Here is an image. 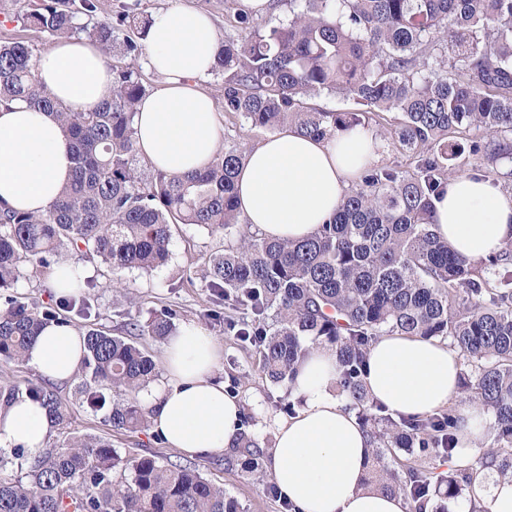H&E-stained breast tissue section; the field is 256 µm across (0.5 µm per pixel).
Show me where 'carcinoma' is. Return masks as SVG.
<instances>
[{
  "label": "carcinoma",
  "mask_w": 512,
  "mask_h": 512,
  "mask_svg": "<svg viewBox=\"0 0 512 512\" xmlns=\"http://www.w3.org/2000/svg\"><path fill=\"white\" fill-rule=\"evenodd\" d=\"M288 3V20L259 22L236 8L241 36L221 46L214 71L224 111L267 130L292 125L309 137L401 114L392 137L411 170L370 168L332 220L302 241H270L243 232L213 254L205 282L239 316L227 329L258 355L260 372L290 388L315 346L336 353V387L377 442L368 484L401 496L409 512H430L438 499L471 498L479 470L512 480V239L477 261L452 251L430 223L432 199L465 151L512 162V0H271ZM97 0H50L26 15L55 39L84 33L106 58H136L150 18L125 12L116 22L81 25ZM126 27L119 37L116 27ZM36 49L21 38L0 40V101L51 111L68 138L74 179L46 213L0 208V288L38 275L52 279L63 250L97 257L114 274L151 271L169 257L172 227L213 235L239 224L235 175L243 157L217 153L203 172L150 179L135 162L134 118L146 95L134 69L112 66V97L83 111L58 104L39 83ZM353 100L357 111L324 112L306 99L322 93ZM95 280L59 305L88 320ZM126 335L84 330L86 355L75 401L106 410L117 431L135 432L149 411L137 395L158 377L136 341L177 331L164 309L146 322L125 312ZM59 320L53 306L16 296L0 307V356L17 364L41 329ZM399 333L448 341L464 358L461 401L492 414L494 442L473 463L453 462L456 405L423 417L389 413L368 393L364 368L379 336ZM27 397L44 404L62 440L40 456L0 448V512H243L190 462L123 457L105 437L69 432V401L46 385L0 388V409ZM246 469L276 498L259 471L258 440L240 433ZM406 453L400 469L386 458Z\"/></svg>",
  "instance_id": "obj_1"
}]
</instances>
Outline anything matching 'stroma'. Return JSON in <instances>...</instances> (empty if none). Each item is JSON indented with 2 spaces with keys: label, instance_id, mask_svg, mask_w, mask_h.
<instances>
[{
  "label": "stroma",
  "instance_id": "stroma-1",
  "mask_svg": "<svg viewBox=\"0 0 512 512\" xmlns=\"http://www.w3.org/2000/svg\"><path fill=\"white\" fill-rule=\"evenodd\" d=\"M41 3L42 0H10L8 9L14 18L0 22V39L22 37L37 50L46 49L52 42L51 37L22 20L24 13L40 7ZM184 4L208 12L215 20L221 38L237 37L233 13L226 9L224 0H98L97 12L87 17L86 22L91 25L108 20L122 8L150 16L158 10ZM228 241V236L221 233L211 235L193 226H176L165 265L149 272H125L116 282L99 260H85L88 276L98 282L92 320L102 330L120 336L125 333V320L120 316L125 309L144 321L151 313L171 308L177 311L182 322L204 323L224 348L217 377L236 379L234 392L245 408L246 429L257 437L261 447L270 449L275 443V422L287 415L280 407L282 392L258 372L254 356L227 330L223 318H211L210 312L217 304L201 277L210 253L223 248ZM71 429L80 434L109 438L113 448L123 456L151 454L162 462H179L184 458L183 452L167 447L148 430L114 431L103 413L77 404L71 408ZM192 461L205 478L222 486L227 495L237 499L245 512H280L278 501L267 497L261 485L245 472L243 459L236 452L221 456L196 455Z\"/></svg>",
  "mask_w": 512,
  "mask_h": 512
}]
</instances>
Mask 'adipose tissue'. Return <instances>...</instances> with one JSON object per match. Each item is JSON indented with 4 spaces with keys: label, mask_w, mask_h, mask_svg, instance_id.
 I'll return each mask as SVG.
<instances>
[{
    "label": "adipose tissue",
    "mask_w": 512,
    "mask_h": 512,
    "mask_svg": "<svg viewBox=\"0 0 512 512\" xmlns=\"http://www.w3.org/2000/svg\"><path fill=\"white\" fill-rule=\"evenodd\" d=\"M220 36L211 17L191 7L156 12L144 39L148 67L161 87L144 96L134 119L137 151L170 176L206 168L223 136L213 96L199 81L216 61ZM38 76L51 96L76 112L112 95V69L99 46L72 37L53 43L37 59ZM381 143L363 128L313 138L293 128L268 137L248 155L235 178L241 218L259 235L298 241L335 214L360 170L376 162ZM73 161L54 114L23 104H0V204L42 213L69 182ZM436 232L460 254L481 259L512 237V194L494 180L473 175L449 179L433 200ZM84 337L68 324L46 325L27 359L49 380L64 384L77 373ZM223 348L205 328L190 322L163 346L165 378L146 397L149 427L172 447L194 455H221L237 444L243 407L228 395L214 371ZM462 369L448 343L397 333L372 344L365 383L390 412L424 416L447 408L457 395ZM336 385V355L311 349L293 392L304 404L276 423L267 470L283 498L298 512H407L400 496L366 485L373 442ZM455 459L475 457L488 427L482 407L459 409ZM51 428L47 408L28 398L0 410V446L45 450ZM474 492L488 512H512V481L479 471Z\"/></svg>",
    "instance_id": "adipose-tissue-1"
}]
</instances>
